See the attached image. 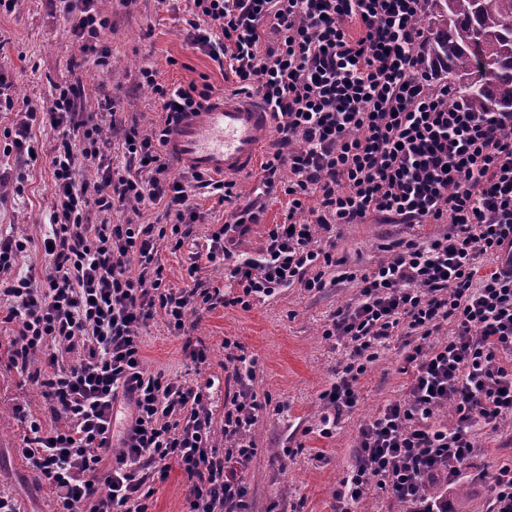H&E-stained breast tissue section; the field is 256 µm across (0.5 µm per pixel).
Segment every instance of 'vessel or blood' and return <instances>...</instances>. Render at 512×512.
<instances>
[{"label": "vessel or blood", "instance_id": "b4317fda", "mask_svg": "<svg viewBox=\"0 0 512 512\" xmlns=\"http://www.w3.org/2000/svg\"><path fill=\"white\" fill-rule=\"evenodd\" d=\"M270 130V114L257 98L224 94L183 113L169 132L166 151L182 170L211 177L252 172Z\"/></svg>", "mask_w": 512, "mask_h": 512}]
</instances>
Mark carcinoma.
<instances>
[{
    "label": "carcinoma",
    "mask_w": 512,
    "mask_h": 512,
    "mask_svg": "<svg viewBox=\"0 0 512 512\" xmlns=\"http://www.w3.org/2000/svg\"><path fill=\"white\" fill-rule=\"evenodd\" d=\"M423 66L448 75L473 112H512V0H424Z\"/></svg>",
    "instance_id": "1"
}]
</instances>
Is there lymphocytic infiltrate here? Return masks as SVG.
<instances>
[{
	"label": "lymphocytic infiltrate",
	"instance_id": "lymphocytic-infiltrate-1",
	"mask_svg": "<svg viewBox=\"0 0 512 512\" xmlns=\"http://www.w3.org/2000/svg\"><path fill=\"white\" fill-rule=\"evenodd\" d=\"M54 2L81 51L111 70L100 37L112 21L98 0ZM421 2L188 0L192 45L234 74V94L260 99L276 132L259 188L283 190L296 220L274 225L252 257L238 246L260 219L259 200L240 202L231 180L173 177L163 153L169 122L209 100L212 85L163 84L145 62L140 84L165 120L146 133L123 120L111 93L87 112L77 82L33 106L0 75V112L16 115L0 132V153L28 165L38 159L35 130L59 138L49 265L17 273L33 240L0 235V301L19 324L11 361L33 368L56 419L48 430L31 420L22 453L55 512H147L150 479L165 477L173 461L190 484L188 512H252L240 472L256 453L248 438L255 396L242 391L225 408L216 447L205 389L146 371L142 331L159 312L181 335L198 310L246 308L295 283L318 293L355 279L357 297L323 331L348 358L321 395L320 435L331 436L340 413L356 406L358 377L392 337H405L412 376L406 396L361 428L336 497L354 505L375 485L407 512H452L450 491L480 453L476 429L512 418V112L470 111L452 84L422 68ZM196 190L234 206L206 259H223L239 295L164 282L160 248L169 235L183 245L197 223ZM146 206L157 210L154 223L112 218ZM371 217L444 230L390 244L367 273L338 268L319 235ZM485 256L496 267L483 275ZM445 322L448 338L430 343ZM445 409L454 423L435 424Z\"/></svg>",
	"mask_w": 512,
	"mask_h": 512
}]
</instances>
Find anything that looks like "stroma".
I'll list each match as a JSON object with an SVG mask.
<instances>
[{
  "label": "stroma",
  "mask_w": 512,
  "mask_h": 512,
  "mask_svg": "<svg viewBox=\"0 0 512 512\" xmlns=\"http://www.w3.org/2000/svg\"><path fill=\"white\" fill-rule=\"evenodd\" d=\"M99 10L112 20L103 41L112 53V69L105 72L91 59L79 55L72 43L70 25L49 0H19L15 10L0 13V71L12 81L18 98L43 106L54 87L82 81L85 111L96 109L99 93L112 92L126 112L141 113L140 124L151 130L161 121V111L148 90L138 88L142 60L153 62L159 79L168 85L188 86L208 79L216 90L229 81L203 51L191 45L184 0H99ZM37 165L24 171V191L0 194V228L33 237L31 250L19 261L20 271L43 269L48 258L41 240L46 231L52 179L46 164L58 145L53 131H37ZM202 215L182 248L163 245L159 258L166 284L185 288L200 283L220 288L229 296L239 289L224 275L222 263H200L189 274L193 252L205 250L209 234L230 217L231 204L195 196ZM264 213L242 244L253 253L274 225L288 220V198L274 193L264 198ZM437 224L407 229L378 224L340 227L336 255L357 270L366 271L385 258L384 244L410 235L427 237L440 232ZM359 293L358 282H344L320 293L300 285L279 289L275 295L252 301L249 308L217 306L190 316L186 336L173 335L164 315H156L143 331L144 366L164 371L170 378L192 385L209 386L213 440L223 445L224 405L242 387H249L263 405L249 434L257 453L242 472L254 512H340L335 492L339 480L354 461L359 431L385 404L403 398L409 381L406 362L397 339L381 348L377 359L357 382L358 403L343 412L332 436L319 433L321 393L336 379L346 359V349L322 335L339 306ZM0 305V491L12 494L20 512H52L51 493L39 483L20 449L26 433L24 414L50 428L55 418L29 376L12 365V341L17 322L8 320ZM204 345L206 363L191 362L184 352L186 341ZM252 370V378L240 383L235 365L227 358V344ZM482 453L478 469L492 471L512 461V421L498 429L476 434ZM148 512H185L187 479L177 463H170L165 478L151 485Z\"/></svg>",
  "instance_id": "35a3bbf8"
}]
</instances>
